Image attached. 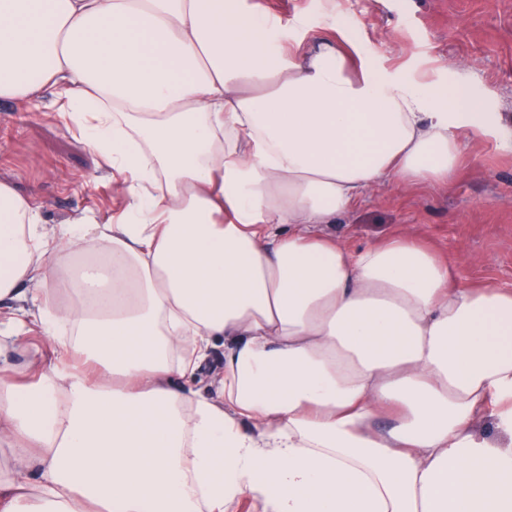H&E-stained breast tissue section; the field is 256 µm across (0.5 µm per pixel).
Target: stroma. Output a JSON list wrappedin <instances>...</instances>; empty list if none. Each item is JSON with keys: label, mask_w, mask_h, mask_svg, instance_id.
Wrapping results in <instances>:
<instances>
[{"label": "stroma", "mask_w": 512, "mask_h": 512, "mask_svg": "<svg viewBox=\"0 0 512 512\" xmlns=\"http://www.w3.org/2000/svg\"><path fill=\"white\" fill-rule=\"evenodd\" d=\"M268 12L281 45L305 49L341 20L388 73L437 87H464L501 115V126L466 141L448 188L391 179L365 190L324 225L358 249L391 236L417 238L455 267L461 287L512 284V0H243ZM0 180L34 194L46 224L82 214L107 221L119 181L52 107L28 111L0 100Z\"/></svg>", "instance_id": "35a3bbf8"}]
</instances>
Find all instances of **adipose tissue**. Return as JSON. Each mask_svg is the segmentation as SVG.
<instances>
[{
  "mask_svg": "<svg viewBox=\"0 0 512 512\" xmlns=\"http://www.w3.org/2000/svg\"><path fill=\"white\" fill-rule=\"evenodd\" d=\"M272 32L236 0H0V98L52 95L123 177L117 219L54 230L0 183V351L54 360L0 367V512H512V289L320 230L448 184L500 115ZM223 361V348L214 350L210 357L203 362L196 377L186 382L187 386L207 392L214 390L212 381L214 377L221 372Z\"/></svg>",
  "mask_w": 512,
  "mask_h": 512,
  "instance_id": "obj_1",
  "label": "adipose tissue"
}]
</instances>
